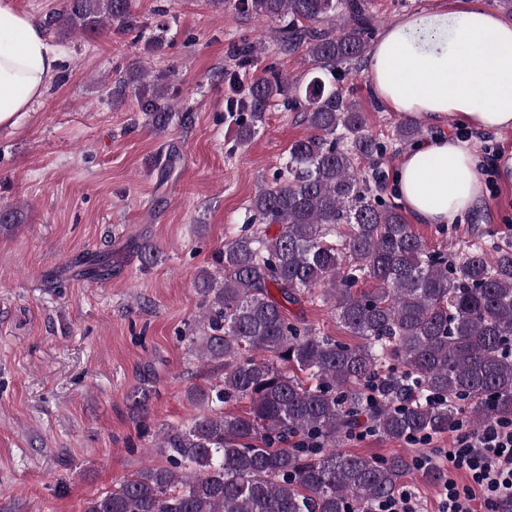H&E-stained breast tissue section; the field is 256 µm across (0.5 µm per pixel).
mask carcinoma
Returning <instances> with one entry per match:
<instances>
[{
	"mask_svg": "<svg viewBox=\"0 0 512 512\" xmlns=\"http://www.w3.org/2000/svg\"><path fill=\"white\" fill-rule=\"evenodd\" d=\"M236 6L279 23V50L304 52L312 71L303 84L258 77L230 109L256 120L286 90L311 134L291 144L286 173L251 200L263 224L234 231L214 254V270L195 277L206 325L187 340L201 360L224 366L220 384L191 392L207 412L163 433L157 453L166 464L142 467L82 512H371L399 490L412 461L339 449L361 415L395 441L446 433L461 412L475 425L512 420V242H475L450 261L448 245L429 248L402 208L378 195L388 179L382 145L338 86L341 67L367 51L365 0ZM332 21L336 28L321 27ZM46 22L88 36L131 26L133 0H64ZM256 53L238 44L235 66H252ZM127 82L153 86L141 109L165 128L172 112L164 79L136 66ZM422 136L416 122L395 129L404 145ZM72 265L87 279L112 275L101 252ZM366 277L377 287L354 291ZM304 298L331 305L359 343L321 336L289 315ZM240 398L250 400L248 411L224 413Z\"/></svg>",
	"mask_w": 512,
	"mask_h": 512,
	"instance_id": "cac0c4a2",
	"label": "carcinoma"
}]
</instances>
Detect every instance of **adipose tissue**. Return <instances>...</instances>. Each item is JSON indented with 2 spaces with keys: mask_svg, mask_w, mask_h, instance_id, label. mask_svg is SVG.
Returning a JSON list of instances; mask_svg holds the SVG:
<instances>
[{
  "mask_svg": "<svg viewBox=\"0 0 512 512\" xmlns=\"http://www.w3.org/2000/svg\"><path fill=\"white\" fill-rule=\"evenodd\" d=\"M60 67L44 23L0 0V127L14 126ZM367 67L379 99L434 130L396 171L400 202L415 223H454L483 199L475 135L512 128V22L453 0L389 24ZM452 123L469 138L448 134Z\"/></svg>",
  "mask_w": 512,
  "mask_h": 512,
  "instance_id": "obj_1",
  "label": "adipose tissue"
}]
</instances>
